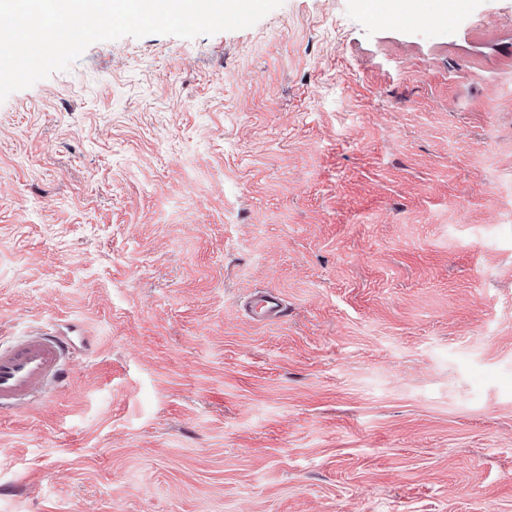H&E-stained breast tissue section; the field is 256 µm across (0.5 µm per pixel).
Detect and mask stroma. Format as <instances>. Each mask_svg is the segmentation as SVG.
<instances>
[{
	"instance_id": "stroma-1",
	"label": "stroma",
	"mask_w": 512,
	"mask_h": 512,
	"mask_svg": "<svg viewBox=\"0 0 512 512\" xmlns=\"http://www.w3.org/2000/svg\"><path fill=\"white\" fill-rule=\"evenodd\" d=\"M360 2L0 103V339L73 352L0 414V512H512V0ZM245 308L251 318L259 322H275L287 315L280 299L271 293L253 295L245 303Z\"/></svg>"
}]
</instances>
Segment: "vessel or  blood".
<instances>
[{
	"mask_svg": "<svg viewBox=\"0 0 512 512\" xmlns=\"http://www.w3.org/2000/svg\"><path fill=\"white\" fill-rule=\"evenodd\" d=\"M245 308L259 322H275L286 315L280 299L271 293L253 295ZM68 352L65 338L43 331L0 347V410L16 408L50 384L62 382Z\"/></svg>",
	"mask_w": 512,
	"mask_h": 512,
	"instance_id": "obj_1",
	"label": "vessel or blood"
}]
</instances>
